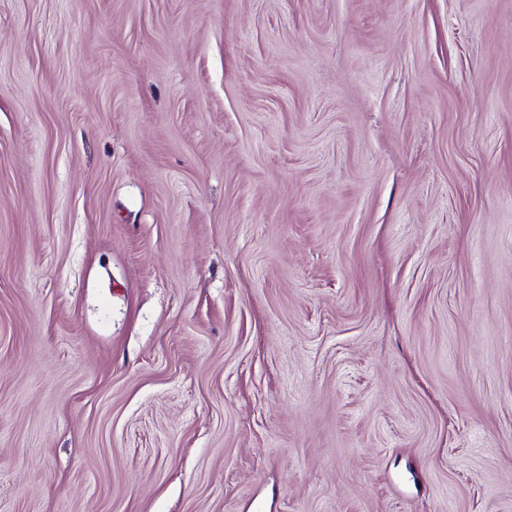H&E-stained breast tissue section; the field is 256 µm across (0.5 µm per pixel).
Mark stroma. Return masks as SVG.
<instances>
[{"mask_svg": "<svg viewBox=\"0 0 512 512\" xmlns=\"http://www.w3.org/2000/svg\"><path fill=\"white\" fill-rule=\"evenodd\" d=\"M0 512H512V0H0Z\"/></svg>", "mask_w": 512, "mask_h": 512, "instance_id": "obj_1", "label": "stroma"}]
</instances>
